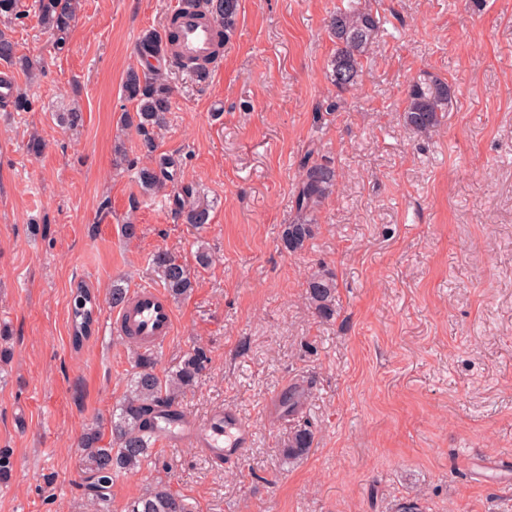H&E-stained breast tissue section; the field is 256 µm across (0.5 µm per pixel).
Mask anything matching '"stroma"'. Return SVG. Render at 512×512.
Returning <instances> with one entry per match:
<instances>
[{"instance_id":"stroma-1","label":"stroma","mask_w":512,"mask_h":512,"mask_svg":"<svg viewBox=\"0 0 512 512\" xmlns=\"http://www.w3.org/2000/svg\"><path fill=\"white\" fill-rule=\"evenodd\" d=\"M173 0H80L64 46L34 0L7 33L37 69L25 112L0 109V448L14 469L0 512H95L79 439L109 431L135 348L112 334L113 286H157L159 250L190 270L157 370L193 346L211 362L180 399L194 417L235 405L256 430L239 465L187 446L154 447L151 465L116 478L111 512L163 481L193 512H512V0H350L383 34L360 83H332L327 21L341 0H240L236 32L209 78L174 69L156 151L211 207L182 223L144 192L122 79L135 43L163 31ZM452 87L446 123L426 135L398 119L416 80ZM79 110L68 128L62 113ZM322 120H315V113ZM46 143L28 154L31 136ZM123 140L129 162L113 164ZM334 158L336 191L314 237L283 249L299 160ZM137 225L134 238L122 233ZM212 255L196 262L198 247ZM328 269L336 312L320 318L306 280ZM97 296L91 337L73 348L69 300ZM295 415L269 413L289 384ZM309 426V453L287 459ZM314 442L313 432L307 427L294 429L288 437L286 448L283 449L288 459H298L307 455Z\"/></svg>"}]
</instances>
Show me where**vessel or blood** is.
<instances>
[{"label":"vessel or blood","mask_w":512,"mask_h":512,"mask_svg":"<svg viewBox=\"0 0 512 512\" xmlns=\"http://www.w3.org/2000/svg\"><path fill=\"white\" fill-rule=\"evenodd\" d=\"M175 27L174 48L180 56L211 66L217 64L220 55L215 32L198 14L179 13ZM174 324V310L164 291L140 287L132 290L114 313L112 331L138 347L160 350L173 336ZM156 437L164 446L196 448L207 462L221 467L242 460L254 443V430L237 408L226 405L214 408L202 418L179 412L174 418L161 421Z\"/></svg>","instance_id":"b4317fda"}]
</instances>
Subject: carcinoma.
<instances>
[{"label":"carcinoma","instance_id":"1","mask_svg":"<svg viewBox=\"0 0 512 512\" xmlns=\"http://www.w3.org/2000/svg\"><path fill=\"white\" fill-rule=\"evenodd\" d=\"M183 2L201 11L219 28L221 40L226 44L230 42L237 29L239 0H206L204 6L200 0ZM77 4L78 0H36L42 27L64 40L76 18ZM380 32L381 19L372 11L336 8L330 19V34L336 43L331 59V79L338 90L347 91L357 84L363 61ZM136 52L144 67H132L126 72L122 89L134 110L124 111L120 121L122 126L135 129L145 154L151 155L156 150L157 130L164 126L171 109L167 76L152 61L162 62L167 68L189 69L202 80L207 74L201 65L177 62L166 55L162 38L154 30L139 38ZM0 60L18 64L23 71L32 73L29 60L16 57L15 43L2 31ZM451 100L452 89L447 81L438 77L417 80L409 86L400 119L414 131L431 133L445 124ZM172 164L171 159L163 157L154 166L141 167L139 181L143 190L155 193L167 189L168 183L173 181V173L169 171ZM299 167L300 179L294 193L295 216L283 226L281 234L283 246L290 252L302 249L313 238L316 214L336 187V168L331 159L324 156L316 159L314 151L309 150L301 158ZM169 202L175 218L184 224L202 226L210 221L208 205L194 198L191 185L173 188ZM151 266L171 299H179L192 290L188 268L168 252H155ZM335 293L332 272L320 270L309 277L307 298L320 316L333 315ZM94 322L91 294L83 290L71 314L74 347L82 346L90 337ZM209 363L207 350L197 347L184 355L175 369L161 377L156 373L154 353L137 354L128 393L112 413L111 443H102L103 435L97 427L88 429L80 440L85 470L91 479L87 488L93 492L97 512H110L114 479L120 472L140 470L148 461L155 421L161 412L178 403L183 394L196 386ZM313 442V432L300 426L288 437L283 452L290 459H298L309 453ZM128 512H192V506L173 493L169 485L158 482L132 501Z\"/></svg>","mask_w":512,"mask_h":512}]
</instances>
